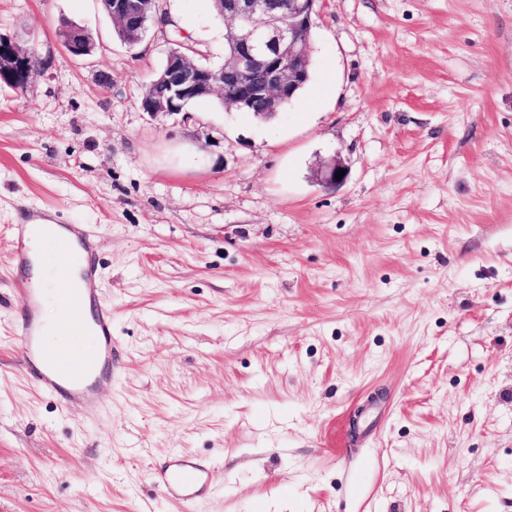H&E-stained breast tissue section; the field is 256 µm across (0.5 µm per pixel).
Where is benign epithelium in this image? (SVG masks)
<instances>
[{
    "instance_id": "1",
    "label": "benign epithelium",
    "mask_w": 512,
    "mask_h": 512,
    "mask_svg": "<svg viewBox=\"0 0 512 512\" xmlns=\"http://www.w3.org/2000/svg\"><path fill=\"white\" fill-rule=\"evenodd\" d=\"M224 17V67L210 69L195 64L181 52H171L156 83L165 87L159 96L144 95L140 108L149 113H183L191 100L218 95L224 108L243 110L252 100L266 107L274 118L308 78L310 38L317 0H288V12L273 0H214ZM156 0H99L102 11L134 36L146 31L145 21L155 20ZM64 50L75 59L93 56L95 40L87 29L67 22L59 29ZM43 66L35 53L12 37L0 36V85L25 90ZM345 168L338 159L319 168L322 184L343 182L335 178Z\"/></svg>"
}]
</instances>
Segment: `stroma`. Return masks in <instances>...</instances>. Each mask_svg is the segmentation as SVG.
Wrapping results in <instances>:
<instances>
[{"instance_id":"35a3bbf8","label":"stroma","mask_w":512,"mask_h":512,"mask_svg":"<svg viewBox=\"0 0 512 512\" xmlns=\"http://www.w3.org/2000/svg\"><path fill=\"white\" fill-rule=\"evenodd\" d=\"M159 4L223 63L208 0ZM0 35L44 62L0 90V512H186L150 479L176 451L210 470L195 512H512V0H319L271 122L141 111L168 36L128 49L97 0H0ZM43 211L112 306L93 416L13 341ZM64 50L75 59H87L93 56L95 40L86 28L67 22L59 29Z\"/></svg>"}]
</instances>
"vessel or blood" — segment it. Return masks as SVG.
<instances>
[{"label": "vessel or blood", "mask_w": 512, "mask_h": 512, "mask_svg": "<svg viewBox=\"0 0 512 512\" xmlns=\"http://www.w3.org/2000/svg\"><path fill=\"white\" fill-rule=\"evenodd\" d=\"M33 225L15 227L13 263L24 267L33 250ZM52 248L51 263L57 276L56 299L67 309L65 325L53 341H46L40 322L41 289L24 285L19 290L23 316L13 325L20 355L29 365L37 388L54 398L59 406L81 402L89 414H96L95 385L112 366V308L98 295L80 288V280L97 273L94 245L86 231L73 225L44 227ZM209 470L193 458L176 455L155 472V483L163 495L193 506L209 483Z\"/></svg>", "instance_id": "1"}]
</instances>
